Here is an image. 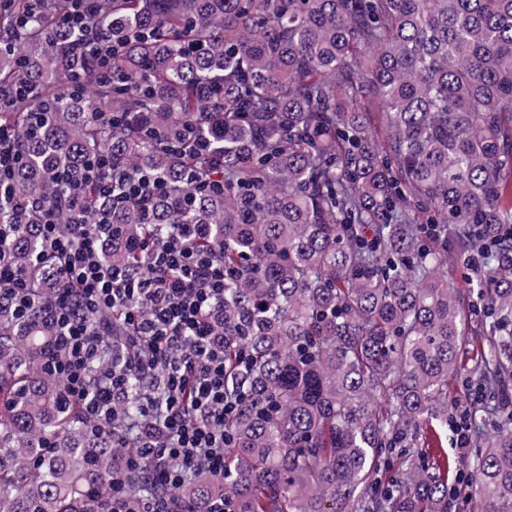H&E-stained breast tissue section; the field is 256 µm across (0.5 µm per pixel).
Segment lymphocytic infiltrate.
<instances>
[{"instance_id":"obj_1","label":"lymphocytic infiltrate","mask_w":512,"mask_h":512,"mask_svg":"<svg viewBox=\"0 0 512 512\" xmlns=\"http://www.w3.org/2000/svg\"><path fill=\"white\" fill-rule=\"evenodd\" d=\"M57 23L81 32L80 48L93 60L95 79L108 78L112 43L91 18L76 9ZM14 233L13 225H0V294L27 311L34 305L31 286L5 263ZM206 234L200 224L165 225L143 265L130 270L108 265L101 253L111 225L64 230L50 211L40 226V254L65 283L46 309L57 330L51 367L64 392L81 401L88 420L113 421L112 441L124 447L133 429L122 424L117 407L127 395L129 372H137L141 420L157 429L155 440L139 446L130 462L152 461L158 494L142 508L132 507L125 470L115 468L112 512H173L174 492L199 474L224 472V415L233 403L225 392L224 338L211 317L224 305L230 273L214 255L195 248ZM101 310L120 313L132 346L113 347L110 366L97 374L93 367L105 340L91 320Z\"/></svg>"}]
</instances>
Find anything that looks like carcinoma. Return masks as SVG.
Masks as SVG:
<instances>
[{"instance_id": "obj_1", "label": "carcinoma", "mask_w": 512, "mask_h": 512, "mask_svg": "<svg viewBox=\"0 0 512 512\" xmlns=\"http://www.w3.org/2000/svg\"><path fill=\"white\" fill-rule=\"evenodd\" d=\"M70 5L0 0V90L27 87L0 99L23 153L0 224L45 303L61 287L38 267L46 209L117 225L119 267L154 224L209 226L196 247L236 271L216 316L236 409L224 476L195 478L179 507L512 512V0H86L118 52L82 88L79 32L48 21ZM103 155L166 184L149 214L100 192ZM461 266L465 299L445 273ZM51 337L41 305L22 322L0 295V512H106L137 443L91 432ZM459 381L478 434L463 493L433 452ZM149 470L131 495L156 492Z\"/></svg>"}]
</instances>
